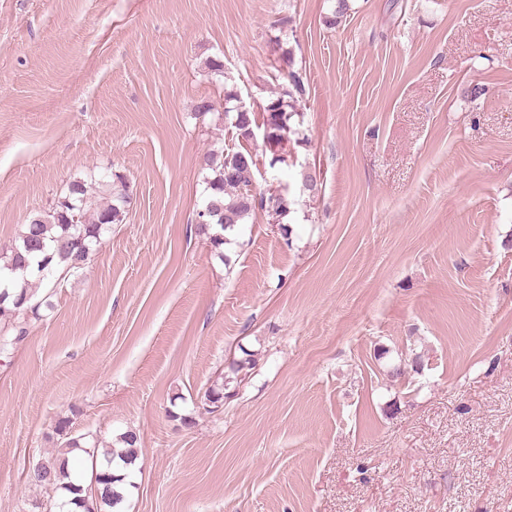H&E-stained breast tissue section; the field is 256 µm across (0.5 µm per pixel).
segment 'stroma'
<instances>
[{
	"mask_svg": "<svg viewBox=\"0 0 512 512\" xmlns=\"http://www.w3.org/2000/svg\"><path fill=\"white\" fill-rule=\"evenodd\" d=\"M331 14L0 0V253L71 181L117 172L130 196L0 355V512L49 504L26 472L66 415L139 433L124 512H512V0ZM282 31L308 83L298 133L281 163L250 149L257 191L292 209L256 211L219 257L201 161L232 135L195 108L286 88Z\"/></svg>",
	"mask_w": 512,
	"mask_h": 512,
	"instance_id": "35a3bbf8",
	"label": "stroma"
}]
</instances>
